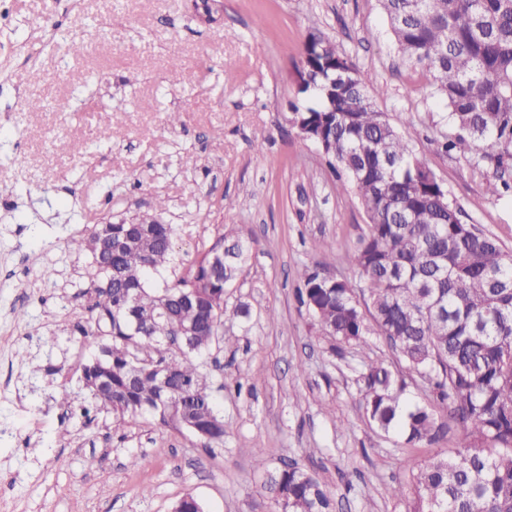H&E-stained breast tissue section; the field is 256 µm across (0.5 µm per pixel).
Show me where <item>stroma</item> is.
<instances>
[{
    "instance_id": "obj_1",
    "label": "stroma",
    "mask_w": 512,
    "mask_h": 512,
    "mask_svg": "<svg viewBox=\"0 0 512 512\" xmlns=\"http://www.w3.org/2000/svg\"><path fill=\"white\" fill-rule=\"evenodd\" d=\"M196 3L0 0V512H172L188 495L205 512H273L261 461L298 463L348 501L344 512H407L411 468L449 452L459 431L441 406L448 432L436 444L407 448L377 431L355 375L296 300L303 267L352 277L348 256L366 231L356 195L291 124L305 100L308 34L320 30L386 86L379 110L463 220L511 252L512 197H490L486 173L443 150L446 110L426 70L399 54L379 0ZM72 40L84 53L69 51ZM35 96L61 111L29 110ZM170 112L181 124L167 125ZM51 127L87 151L45 149ZM189 154L196 167L185 166ZM160 197L183 265L216 229L254 241L228 290L229 306L247 304L250 317L224 323L216 403L225 434L209 450L150 416L113 427L80 382L93 354L76 330L90 319L92 260L67 242L101 222L154 214ZM318 240L329 249L314 250ZM63 389L65 407L55 400ZM133 455L145 464L131 467ZM396 481L406 488L398 499L385 493Z\"/></svg>"
}]
</instances>
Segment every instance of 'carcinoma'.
I'll list each match as a JSON object with an SVG mask.
<instances>
[{"mask_svg": "<svg viewBox=\"0 0 512 512\" xmlns=\"http://www.w3.org/2000/svg\"><path fill=\"white\" fill-rule=\"evenodd\" d=\"M402 56L430 74L453 132L443 148L488 174L487 193H512V0H379ZM310 101L296 110L327 163L346 177L367 215L351 254L359 284L317 267L299 272L297 299L331 351L364 350L374 332L397 367L364 354L352 370L368 421L410 448L444 436L433 406L411 397L421 382L460 429L451 454L412 473L408 512H512V253L466 224L439 179L375 103L383 87L362 77L336 42L315 30L303 44ZM171 224H95L68 249L92 258L91 324L97 353L80 379L117 425L146 414L204 446L224 439L215 376L204 357L224 346V316L253 241L219 234L174 281ZM262 488L282 512H336V498L306 469L269 471Z\"/></svg>", "mask_w": 512, "mask_h": 512, "instance_id": "cac0c4a2", "label": "carcinoma"}]
</instances>
